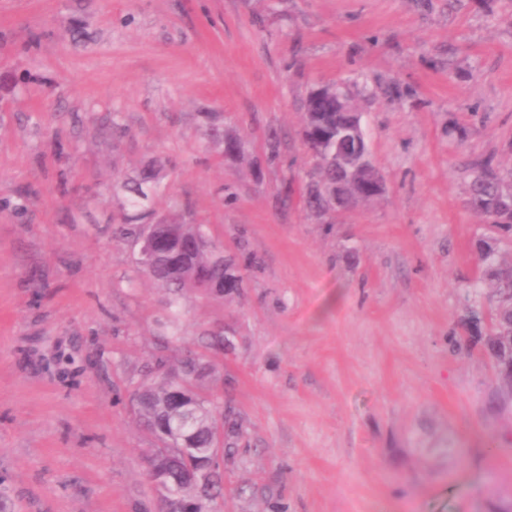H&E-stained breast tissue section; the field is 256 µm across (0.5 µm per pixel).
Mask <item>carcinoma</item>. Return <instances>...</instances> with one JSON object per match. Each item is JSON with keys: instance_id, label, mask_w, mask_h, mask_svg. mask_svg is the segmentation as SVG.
Masks as SVG:
<instances>
[{"instance_id": "carcinoma-1", "label": "carcinoma", "mask_w": 512, "mask_h": 512, "mask_svg": "<svg viewBox=\"0 0 512 512\" xmlns=\"http://www.w3.org/2000/svg\"><path fill=\"white\" fill-rule=\"evenodd\" d=\"M349 98L348 86L338 87L332 82L312 88L304 101L301 134L309 170L299 199L306 211L327 218L329 224L335 223L336 216L382 194L365 172L352 175L336 166V130L346 128ZM162 169V163L152 162L136 178L123 183L130 206L147 198L145 187L157 185ZM473 170L476 176L466 207L494 227H512V166L505 169L489 156L478 161ZM158 232L165 235V241L155 251L154 267H146L141 257L137 264L173 299L187 289L208 291L220 285V293L230 294L243 287V276L224 256L223 248L209 238L205 225L172 218L158 226ZM481 261L483 275L496 281L497 288L487 322L472 317L470 332L483 343L505 387L495 401V407L501 409L506 404L504 394L512 393V266L496 264L489 250L482 252ZM211 372L212 365L203 363L200 356L187 357L174 366L160 360L155 365L156 377L141 383L136 417L155 437L158 447L178 449L176 426L182 420H193L192 447L200 451L214 445L217 428H222L226 438L237 432L230 414L204 388ZM166 483L186 502L201 494V484L185 467L170 469Z\"/></svg>"}]
</instances>
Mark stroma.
<instances>
[{"label": "stroma", "mask_w": 512, "mask_h": 512, "mask_svg": "<svg viewBox=\"0 0 512 512\" xmlns=\"http://www.w3.org/2000/svg\"><path fill=\"white\" fill-rule=\"evenodd\" d=\"M334 81L370 90L385 190L324 224L280 192ZM488 155L512 163V0H0V512H159L130 395L183 345L241 426L224 512H512V411L463 348L482 249L512 264L465 206ZM153 160L147 210L206 225L237 293L170 304L114 240ZM163 165L160 162H152L146 168L139 171L135 179L123 183V188L129 194L128 203L132 207H137L139 199L147 198L144 188L146 186H157Z\"/></svg>", "instance_id": "stroma-1"}]
</instances>
